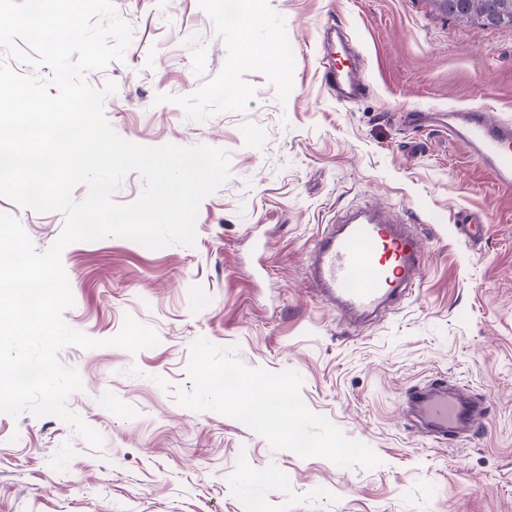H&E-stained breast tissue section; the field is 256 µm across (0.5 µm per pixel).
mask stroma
<instances>
[{
	"label": "stroma",
	"mask_w": 512,
	"mask_h": 512,
	"mask_svg": "<svg viewBox=\"0 0 512 512\" xmlns=\"http://www.w3.org/2000/svg\"><path fill=\"white\" fill-rule=\"evenodd\" d=\"M252 42L287 69L245 62L224 0H114L133 31L121 62L89 72L116 90L106 119L150 147L228 152L231 176L200 204L193 246L151 250L108 237L61 256L73 297L67 326L98 340L60 361L82 388L68 423L0 414V512H512V193L444 134L413 130L409 112L483 107L512 120V27L448 16L435 0H236ZM338 24L369 86L340 103L326 87L322 34ZM233 80L236 88L226 91ZM394 211L423 233L422 282L399 310L352 329L313 293L307 250L336 211ZM486 220L479 242L455 228ZM37 251L65 217L0 197ZM157 346L108 345L126 317ZM233 346L248 367L301 377L300 395L372 469L272 451L241 422L179 405L197 338ZM470 384L488 416L455 447L409 429L400 399L439 376Z\"/></svg>",
	"instance_id": "stroma-1"
}]
</instances>
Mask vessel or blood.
Wrapping results in <instances>:
<instances>
[{"instance_id":"b4317fda","label":"vessel or blood","mask_w":512,"mask_h":512,"mask_svg":"<svg viewBox=\"0 0 512 512\" xmlns=\"http://www.w3.org/2000/svg\"><path fill=\"white\" fill-rule=\"evenodd\" d=\"M349 45L336 27H329L323 53L325 82L338 102L349 103L369 91L351 69L335 64V56H350ZM416 128L448 133L492 176L497 187L512 191V122L490 119L477 107L446 112L418 110L411 114ZM424 266L420 240L378 209L351 211L324 225L311 245L306 274L314 288L337 312L368 319L400 305L418 283ZM413 426L437 441L472 437L488 414L487 407L463 385L444 379L411 388L402 402Z\"/></svg>"}]
</instances>
